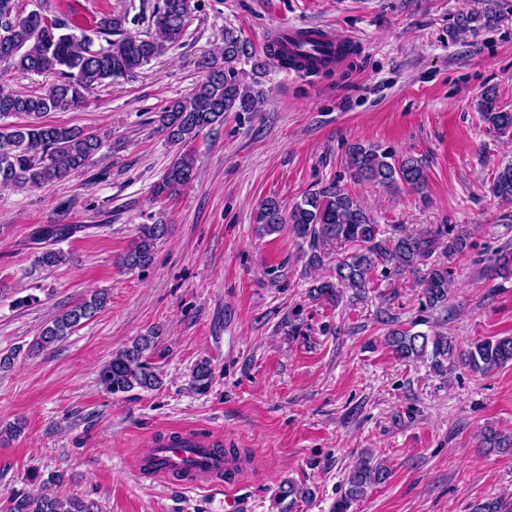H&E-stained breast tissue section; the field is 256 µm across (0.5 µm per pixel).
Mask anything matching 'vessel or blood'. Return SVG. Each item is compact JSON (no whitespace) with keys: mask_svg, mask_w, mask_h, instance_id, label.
<instances>
[{"mask_svg":"<svg viewBox=\"0 0 512 512\" xmlns=\"http://www.w3.org/2000/svg\"><path fill=\"white\" fill-rule=\"evenodd\" d=\"M272 46L287 52L292 70L300 73L311 71L315 59L338 65L348 52L346 44L321 26L280 28ZM223 444L224 437L219 433L203 434L191 427L171 429L149 439L140 469L201 487L220 482L229 494L239 486L248 468Z\"/></svg>","mask_w":512,"mask_h":512,"instance_id":"1","label":"vessel or blood"}]
</instances>
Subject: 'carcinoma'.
<instances>
[{
	"label": "carcinoma",
	"instance_id": "carcinoma-1",
	"mask_svg": "<svg viewBox=\"0 0 512 512\" xmlns=\"http://www.w3.org/2000/svg\"><path fill=\"white\" fill-rule=\"evenodd\" d=\"M190 16V0H159L153 11L152 30L147 34L128 31L124 13L104 16L93 28L77 34L64 18H49L38 10L20 13L15 10L14 0H0V70L50 72L57 77L39 91L0 89V187L43 189L85 169L101 148V138L78 127L49 124L44 117L81 106L86 94L95 88L151 62L183 38ZM96 39L105 44L94 47ZM242 52L237 36L225 31L219 55L202 62L204 80L159 112L157 122L171 144H185L202 131L224 123L228 112L255 110L256 93L236 67ZM477 109L497 130L506 133L512 129V112L498 108L493 92H484ZM14 117L24 121L14 122ZM345 163L353 180L390 190L404 186L419 193L427 181L419 160L411 156L397 158L372 143H353ZM195 175L193 155L181 152L153 186V195L170 196L190 184ZM491 189L501 200L512 201V161L496 167ZM256 220L266 232L286 227L298 239L309 242L310 265L336 259L333 280L313 287L314 296L332 304L339 303L345 289L365 292L381 264L392 266L396 272L417 274L426 306L441 307L448 302L453 272L448 263L433 255L440 250L451 256L468 247L467 231L456 224H437L425 232L389 236L371 211L336 182L303 196L288 210L278 200L268 198ZM78 231L80 226L76 224H49L37 231V240L46 243ZM167 232V225L162 223L140 225L137 240L122 257V265L129 269L148 266ZM62 260L61 251L45 247L36 256V265L49 270ZM106 301L104 292L82 299L45 325L31 349L43 351L63 341L102 311ZM387 340L399 358L428 361L437 374L447 372L457 356L454 337L442 333L414 332L397 326L389 330ZM153 346L154 336L147 335L116 352L101 368L100 384L112 394L156 389L161 379L147 354ZM463 355L479 370L502 367L512 363V336L479 339ZM483 444L490 451L506 450L512 447V438L490 429L484 434ZM386 477V469L374 463L371 455H362L348 475L334 512H349L367 488L383 483ZM56 482L52 477L44 480L38 493L13 492L6 512H98L93 500L57 495L51 488Z\"/></svg>",
	"mask_w": 512,
	"mask_h": 512
}]
</instances>
